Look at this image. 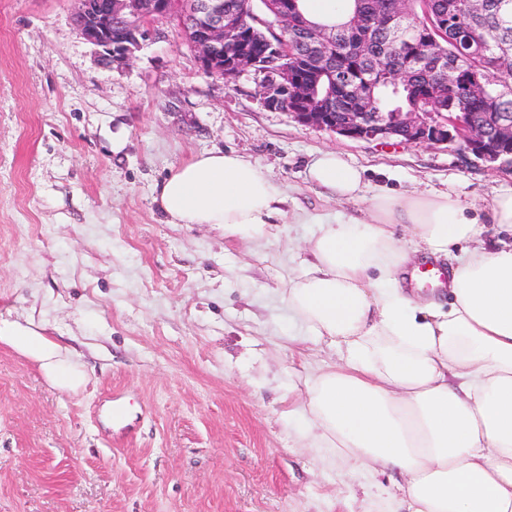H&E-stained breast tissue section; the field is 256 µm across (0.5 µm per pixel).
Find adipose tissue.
Listing matches in <instances>:
<instances>
[{"mask_svg":"<svg viewBox=\"0 0 512 512\" xmlns=\"http://www.w3.org/2000/svg\"><path fill=\"white\" fill-rule=\"evenodd\" d=\"M309 177L338 205L294 214L318 231L283 290L309 335L339 353L308 375L295 403L311 447L406 512H512V243L484 238L488 222L512 232V190L484 218L448 193L382 189L358 206L364 172L333 150ZM154 201L169 223L255 242L268 236L284 192L243 156L212 151L174 169ZM443 258L449 305L400 287L403 268ZM0 345L53 385L85 383L70 351L33 320L0 315ZM380 470L399 473L395 488L377 482Z\"/></svg>","mask_w":512,"mask_h":512,"instance_id":"1","label":"adipose tissue"}]
</instances>
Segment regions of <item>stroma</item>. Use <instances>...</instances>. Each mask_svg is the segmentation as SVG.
Returning <instances> with one entry per match:
<instances>
[{
  "label": "stroma",
  "mask_w": 512,
  "mask_h": 512,
  "mask_svg": "<svg viewBox=\"0 0 512 512\" xmlns=\"http://www.w3.org/2000/svg\"><path fill=\"white\" fill-rule=\"evenodd\" d=\"M76 6L0 0V314L44 325L88 372L71 392L0 347V512H368L343 465L303 448L293 410L336 359L282 298L317 231L294 212L336 207L308 167L334 149L369 186L479 210L512 168L303 126L262 105L253 74L204 73L172 25L108 68ZM205 151L285 188L268 238L167 222L156 186Z\"/></svg>",
  "instance_id": "stroma-1"
}]
</instances>
